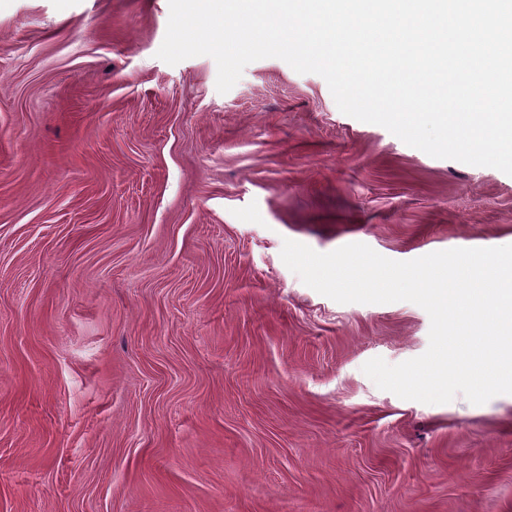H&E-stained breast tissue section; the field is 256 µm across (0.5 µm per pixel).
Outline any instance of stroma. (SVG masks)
<instances>
[{
	"label": "stroma",
	"instance_id": "35a3bbf8",
	"mask_svg": "<svg viewBox=\"0 0 512 512\" xmlns=\"http://www.w3.org/2000/svg\"><path fill=\"white\" fill-rule=\"evenodd\" d=\"M169 0H0V512H512V395L404 400L410 302L340 304L284 240L512 244V176L342 113L278 58L227 93Z\"/></svg>",
	"mask_w": 512,
	"mask_h": 512
}]
</instances>
